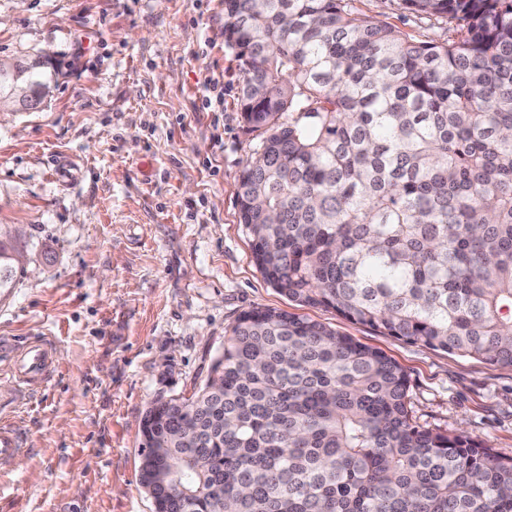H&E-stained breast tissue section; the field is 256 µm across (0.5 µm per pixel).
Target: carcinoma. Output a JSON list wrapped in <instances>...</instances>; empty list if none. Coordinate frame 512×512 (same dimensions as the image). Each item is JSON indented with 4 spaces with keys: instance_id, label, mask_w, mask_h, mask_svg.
<instances>
[{
    "instance_id": "obj_1",
    "label": "carcinoma",
    "mask_w": 512,
    "mask_h": 512,
    "mask_svg": "<svg viewBox=\"0 0 512 512\" xmlns=\"http://www.w3.org/2000/svg\"><path fill=\"white\" fill-rule=\"evenodd\" d=\"M422 42L353 0H224L261 141L239 223L302 307L512 367V0H401ZM40 67L25 70L36 98ZM0 242V291L19 262ZM206 384L140 422L160 512H512V459L420 425L383 351L285 310L231 326Z\"/></svg>"
}]
</instances>
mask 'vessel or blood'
Returning a JSON list of instances; mask_svg holds the SVG:
<instances>
[{"label": "vessel or blood", "mask_w": 512, "mask_h": 512, "mask_svg": "<svg viewBox=\"0 0 512 512\" xmlns=\"http://www.w3.org/2000/svg\"><path fill=\"white\" fill-rule=\"evenodd\" d=\"M9 357L11 377L26 391L43 388L56 368V351L44 336H34L24 343H7L0 347ZM24 455L21 432L12 425L0 426V464H16Z\"/></svg>", "instance_id": "1"}]
</instances>
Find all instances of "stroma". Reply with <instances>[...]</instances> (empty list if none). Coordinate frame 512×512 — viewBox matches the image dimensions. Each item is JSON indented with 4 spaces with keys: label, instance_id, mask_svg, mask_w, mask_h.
<instances>
[{
    "label": "stroma",
    "instance_id": "35a3bbf8",
    "mask_svg": "<svg viewBox=\"0 0 512 512\" xmlns=\"http://www.w3.org/2000/svg\"><path fill=\"white\" fill-rule=\"evenodd\" d=\"M354 4L415 39L447 37L399 0ZM224 23V0H0V60L55 64L39 109L0 112V232L24 264L0 295V340L48 333L57 347L26 402L0 379V423L25 450L0 465V512H153L138 477L145 409L203 386L257 306L382 350L408 373L419 424L512 459V367L299 308L256 270L236 192L259 137ZM211 78L220 112L203 108Z\"/></svg>",
    "mask_w": 512,
    "mask_h": 512
}]
</instances>
